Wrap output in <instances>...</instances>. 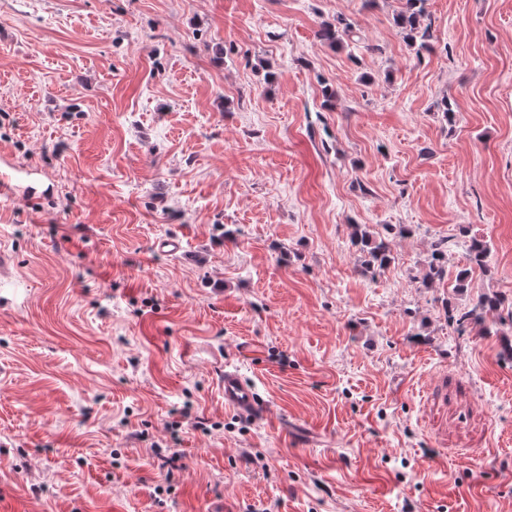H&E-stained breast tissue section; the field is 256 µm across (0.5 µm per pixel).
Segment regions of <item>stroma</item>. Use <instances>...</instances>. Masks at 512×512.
I'll return each instance as SVG.
<instances>
[{
    "mask_svg": "<svg viewBox=\"0 0 512 512\" xmlns=\"http://www.w3.org/2000/svg\"><path fill=\"white\" fill-rule=\"evenodd\" d=\"M404 8L0 0V512H512V325L447 319L512 306V0ZM426 0H406V7L399 17V24L408 31L407 36L413 40L419 35L420 46L427 47V40L430 38V29L427 25L422 26L421 17L425 13ZM361 242H364L365 246L369 247L367 251L368 256L367 259L363 262V267L366 270L383 269L390 259L388 247L386 244L382 240L379 242H371L369 234H367L365 231L363 234H361ZM429 272L426 278L430 281L440 280L446 275V263H448V241L439 239L433 244ZM502 300L497 295H484L470 309L463 312L448 310V323L456 325L458 332H463L471 324H482L487 314L497 311ZM217 385L224 395L225 408L250 418H259L265 414L266 407L256 389L236 370L225 368L220 374Z\"/></svg>",
    "mask_w": 512,
    "mask_h": 512,
    "instance_id": "1",
    "label": "stroma"
}]
</instances>
